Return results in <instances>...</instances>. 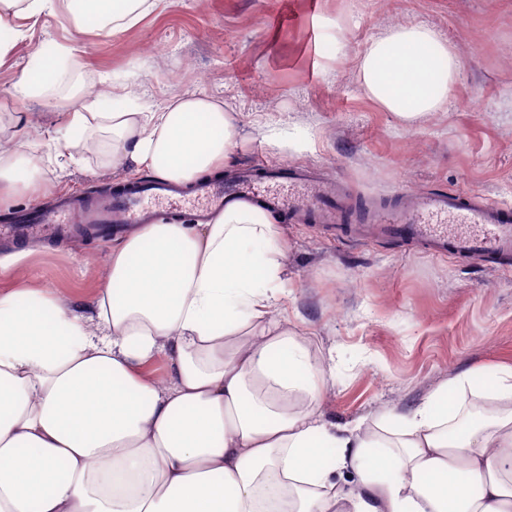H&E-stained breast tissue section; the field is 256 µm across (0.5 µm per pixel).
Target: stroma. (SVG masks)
Returning <instances> with one entry per match:
<instances>
[{"instance_id": "obj_1", "label": "stroma", "mask_w": 512, "mask_h": 512, "mask_svg": "<svg viewBox=\"0 0 512 512\" xmlns=\"http://www.w3.org/2000/svg\"><path fill=\"white\" fill-rule=\"evenodd\" d=\"M415 23L439 31L461 68L446 107L406 127L365 94L358 64L372 38ZM57 44L73 48L58 61L62 88L20 104L17 81ZM106 75L140 104L204 95L238 113L245 128L274 119L308 138L300 152L248 140L225 168L228 180L245 168L292 166L328 189L346 181L369 200L464 190L512 205V0H160L136 26L101 37L45 14L28 21L0 67V113L25 111L32 140L64 144L55 115L70 105L65 88L100 92ZM121 176L96 151L42 173L50 200L116 187ZM278 218L290 279L274 315L323 367L326 420L384 423L447 381L473 375L475 386L461 397L468 409L512 367V266L343 238L284 212ZM111 251V240L75 236L28 273L82 310Z\"/></svg>"}]
</instances>
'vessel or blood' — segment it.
Returning a JSON list of instances; mask_svg holds the SVG:
<instances>
[{
  "mask_svg": "<svg viewBox=\"0 0 512 512\" xmlns=\"http://www.w3.org/2000/svg\"><path fill=\"white\" fill-rule=\"evenodd\" d=\"M262 175L248 171L231 182L210 181L194 190L202 205L199 218L223 211L229 204L260 198L266 209L314 216L317 222L354 220L375 225L378 235L422 245L431 255L468 261L505 264L512 261V206L491 202L463 190L413 195L400 193L395 206L369 211L350 210L344 189H337L334 202H327L320 186L293 171L287 176L296 194L256 196ZM181 193L163 180L143 182L102 197L82 201L48 202L35 206L31 221L18 225L19 235H31L48 226L56 241H64L75 224H146L160 202L177 203Z\"/></svg>",
  "mask_w": 512,
  "mask_h": 512,
  "instance_id": "b4317fda",
  "label": "vessel or blood"
}]
</instances>
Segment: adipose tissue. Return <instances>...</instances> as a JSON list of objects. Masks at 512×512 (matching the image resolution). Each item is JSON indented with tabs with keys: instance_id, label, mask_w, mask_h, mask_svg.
Masks as SVG:
<instances>
[{
	"instance_id": "1",
	"label": "adipose tissue",
	"mask_w": 512,
	"mask_h": 512,
	"mask_svg": "<svg viewBox=\"0 0 512 512\" xmlns=\"http://www.w3.org/2000/svg\"><path fill=\"white\" fill-rule=\"evenodd\" d=\"M157 0H0V65L21 21L67 15L113 34ZM460 59L433 28L384 31L359 61L366 94L401 124L442 110ZM71 161L107 133L113 163L193 187L242 141L237 113L183 94L158 110L60 113ZM0 202L40 197L52 142L13 138ZM0 258V512H512V410L457 428L456 379L383 433L339 429L318 406L321 369L272 311L288 268L276 219L241 202L206 224H140L112 246L90 315ZM336 449L334 459L323 451ZM356 476L340 486L336 472Z\"/></svg>"
}]
</instances>
